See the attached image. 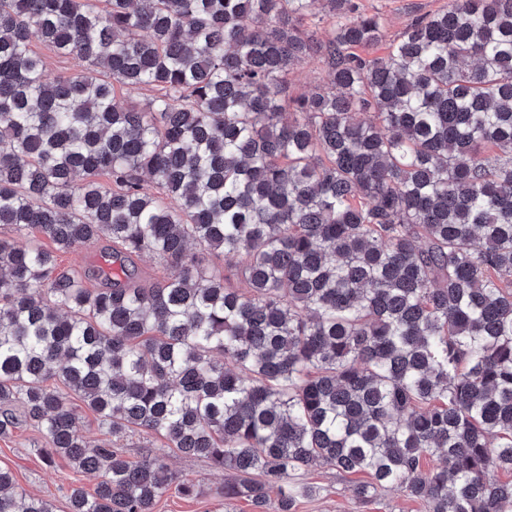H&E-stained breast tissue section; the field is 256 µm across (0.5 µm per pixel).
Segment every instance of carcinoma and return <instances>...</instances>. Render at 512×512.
I'll return each mask as SVG.
<instances>
[{"label":"carcinoma","instance_id":"1","mask_svg":"<svg viewBox=\"0 0 512 512\" xmlns=\"http://www.w3.org/2000/svg\"><path fill=\"white\" fill-rule=\"evenodd\" d=\"M34 35L82 68L49 77ZM385 37L355 0H0V438L101 477L71 512L196 495L167 449L257 512L318 496L317 463L360 501L512 512V0ZM312 59L330 85L288 96ZM101 240L112 269L57 273ZM0 512L55 506L0 465Z\"/></svg>","mask_w":512,"mask_h":512}]
</instances>
